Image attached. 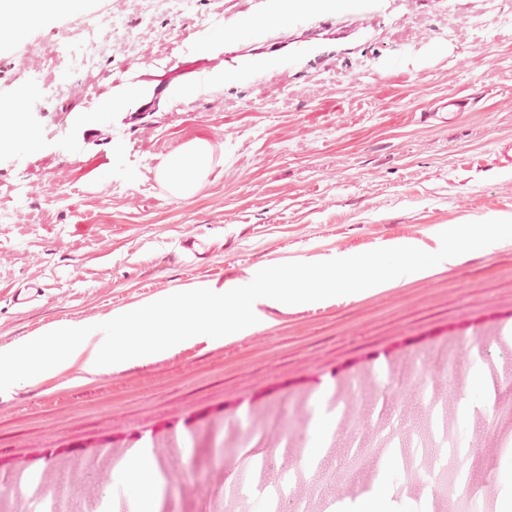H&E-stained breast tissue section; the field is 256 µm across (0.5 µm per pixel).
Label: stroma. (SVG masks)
Instances as JSON below:
<instances>
[{
	"label": "stroma",
	"mask_w": 512,
	"mask_h": 512,
	"mask_svg": "<svg viewBox=\"0 0 512 512\" xmlns=\"http://www.w3.org/2000/svg\"><path fill=\"white\" fill-rule=\"evenodd\" d=\"M137 0L46 5L33 24L0 19V104L30 92L41 145L0 159V347L48 325L105 320L176 288H225L262 268L359 254L402 239L434 245L455 225L512 218V0H379L351 10L296 0L311 26L268 23L232 39L222 89L186 99L205 60L190 41L224 16L257 18V0H190L177 27L163 9L141 22ZM123 12L112 54L93 73L62 71L60 94L32 79L35 62L87 26ZM482 17V30L467 20ZM138 85L132 101L122 85ZM465 96L447 124L420 120L437 100ZM114 110L97 130L74 115ZM207 138L219 163L192 198L155 173L185 142ZM112 170L102 188L88 181ZM195 235L204 258L181 254ZM40 284L42 296L13 302ZM262 328L224 343L200 340L154 361L97 376L72 368L0 392V478L93 461L113 467L151 445L166 466L173 512H265L277 492L302 512L371 491L376 457L404 443L419 480L398 472L393 501L420 512H497L500 464L512 458V398L459 413L453 396L474 367L512 381V239L460 255L422 277L358 298L263 306ZM460 359L436 370V354ZM406 380L382 399L387 380ZM331 399L353 401L335 422L325 466L301 468L309 427ZM362 467L346 472L351 446ZM223 467L210 464L212 448ZM273 448L264 488L238 475L245 450ZM190 460L183 472L175 461Z\"/></svg>",
	"instance_id": "1"
}]
</instances>
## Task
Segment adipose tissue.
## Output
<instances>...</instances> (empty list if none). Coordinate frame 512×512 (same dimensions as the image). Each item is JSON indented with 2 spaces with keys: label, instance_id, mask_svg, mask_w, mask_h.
Wrapping results in <instances>:
<instances>
[{
  "label": "adipose tissue",
  "instance_id": "adipose-tissue-1",
  "mask_svg": "<svg viewBox=\"0 0 512 512\" xmlns=\"http://www.w3.org/2000/svg\"><path fill=\"white\" fill-rule=\"evenodd\" d=\"M0 128L10 136L0 141V152L31 150L37 136L24 120L22 100L0 108ZM213 164V147L207 140L193 139L170 152L156 172L157 180L175 198L193 197L202 187ZM377 487L359 496L350 512H387V485L390 476L403 469L400 449H386L378 460ZM111 481L124 486L127 495L137 506V512H162L166 478L160 470L151 448L131 449L111 472Z\"/></svg>",
  "mask_w": 512,
  "mask_h": 512
}]
</instances>
